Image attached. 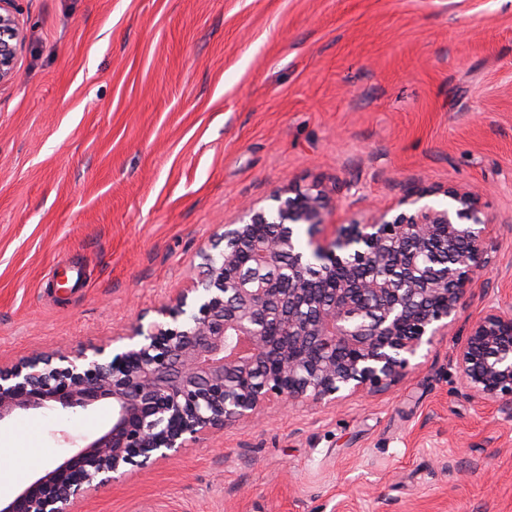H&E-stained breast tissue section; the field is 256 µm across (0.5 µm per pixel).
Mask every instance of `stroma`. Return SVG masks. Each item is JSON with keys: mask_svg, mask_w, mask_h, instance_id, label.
Segmentation results:
<instances>
[{"mask_svg": "<svg viewBox=\"0 0 512 512\" xmlns=\"http://www.w3.org/2000/svg\"><path fill=\"white\" fill-rule=\"evenodd\" d=\"M0 88V361L125 332L244 204L318 187L319 237L409 189L483 188L487 265L386 392L270 409L72 512H512V417L468 399L471 321L512 303V0H14ZM110 404L0 422L57 463ZM13 0L0 1V87L17 78V57L22 46V29L10 9Z\"/></svg>", "mask_w": 512, "mask_h": 512, "instance_id": "1", "label": "stroma"}]
</instances>
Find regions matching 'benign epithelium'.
<instances>
[{
    "label": "benign epithelium",
    "mask_w": 512,
    "mask_h": 512,
    "mask_svg": "<svg viewBox=\"0 0 512 512\" xmlns=\"http://www.w3.org/2000/svg\"><path fill=\"white\" fill-rule=\"evenodd\" d=\"M0 0V87L17 78L22 29ZM411 189L394 206L316 239L329 196L276 193L244 207L201 253L202 274L131 330L0 365V422L112 404V423L0 501V512H70L90 490L145 471L278 405L333 407L421 366L465 303L487 252L473 191ZM306 226L310 251L295 242ZM465 394L512 416V307L490 306L456 351Z\"/></svg>",
    "instance_id": "1"
}]
</instances>
